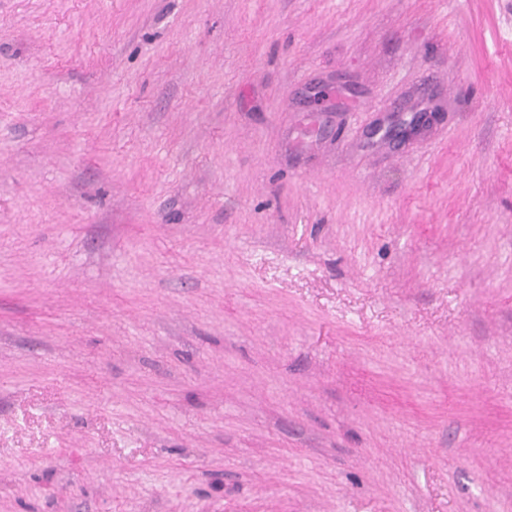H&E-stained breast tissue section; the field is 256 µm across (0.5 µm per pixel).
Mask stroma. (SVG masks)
<instances>
[{
    "label": "stroma",
    "instance_id": "1",
    "mask_svg": "<svg viewBox=\"0 0 512 512\" xmlns=\"http://www.w3.org/2000/svg\"><path fill=\"white\" fill-rule=\"evenodd\" d=\"M0 512H512V0H0Z\"/></svg>",
    "mask_w": 512,
    "mask_h": 512
}]
</instances>
